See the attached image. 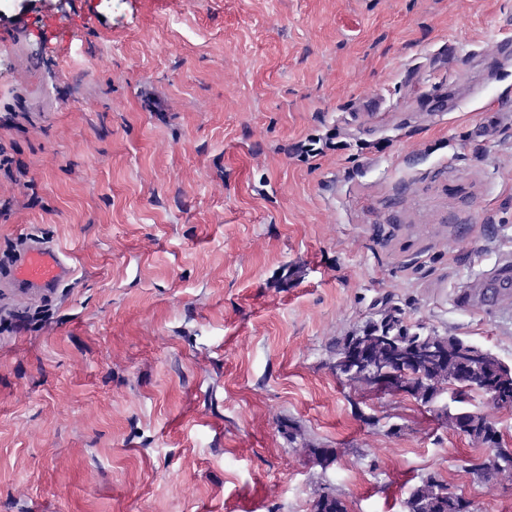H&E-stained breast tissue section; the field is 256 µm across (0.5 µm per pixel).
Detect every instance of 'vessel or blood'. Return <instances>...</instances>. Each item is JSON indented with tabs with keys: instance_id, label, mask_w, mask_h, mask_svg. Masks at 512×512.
<instances>
[{
	"instance_id": "vessel-or-blood-1",
	"label": "vessel or blood",
	"mask_w": 512,
	"mask_h": 512,
	"mask_svg": "<svg viewBox=\"0 0 512 512\" xmlns=\"http://www.w3.org/2000/svg\"><path fill=\"white\" fill-rule=\"evenodd\" d=\"M18 28L34 31L48 46L60 44L65 38L64 29L52 18L43 19L41 26L34 29L22 21ZM73 274L68 253L46 239L33 237L28 239L11 270L0 277V286L10 289L18 298L36 299L63 287Z\"/></svg>"
}]
</instances>
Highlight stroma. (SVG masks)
Returning a JSON list of instances; mask_svg holds the SVG:
<instances>
[{
	"label": "stroma",
	"instance_id": "obj_1",
	"mask_svg": "<svg viewBox=\"0 0 512 512\" xmlns=\"http://www.w3.org/2000/svg\"><path fill=\"white\" fill-rule=\"evenodd\" d=\"M0 49V247L77 270L0 332V512H478L512 480L334 371L377 303L512 366V0H37ZM335 462L321 467L315 449ZM18 28L25 34L33 32L47 46H57L66 37L64 29L53 18H43L41 26L37 28H30L28 21L22 20L17 24ZM402 512H470L461 493L429 474L422 478L402 502Z\"/></svg>",
	"mask_w": 512,
	"mask_h": 512
}]
</instances>
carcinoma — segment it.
Wrapping results in <instances>:
<instances>
[{
  "label": "carcinoma",
  "mask_w": 512,
  "mask_h": 512,
  "mask_svg": "<svg viewBox=\"0 0 512 512\" xmlns=\"http://www.w3.org/2000/svg\"><path fill=\"white\" fill-rule=\"evenodd\" d=\"M366 345L375 358L390 371L411 378L410 395L425 405L433 403L441 393L462 403L484 386L496 383L502 395L512 400V368L490 350L454 334H441L422 325L411 327L405 322L402 309L389 300L381 302L379 318L369 319L352 335L337 341L333 347L341 359L351 347ZM444 353L448 362L436 361ZM448 426L461 430L473 444L496 455L502 465L500 472L512 473V448L502 444L500 431L488 415L463 408L441 407L435 412ZM313 512H347L341 499L323 492L314 501ZM402 512H470L462 494L443 480L429 474L422 478L402 502Z\"/></svg>",
  "instance_id": "carcinoma-1"
}]
</instances>
